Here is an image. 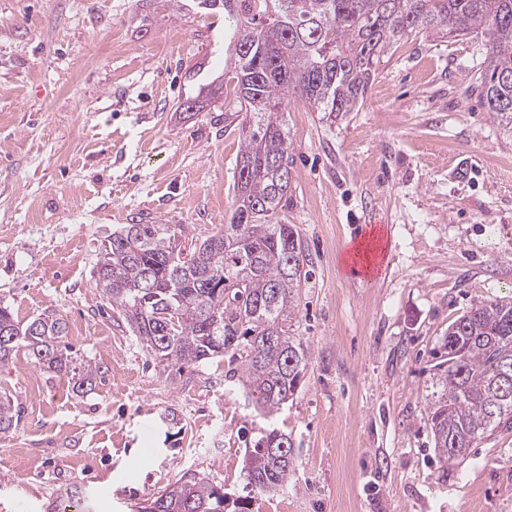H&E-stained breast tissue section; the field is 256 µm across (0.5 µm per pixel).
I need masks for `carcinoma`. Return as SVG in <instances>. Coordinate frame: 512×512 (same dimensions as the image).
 I'll list each match as a JSON object with an SVG mask.
<instances>
[{"label": "carcinoma", "instance_id": "1", "mask_svg": "<svg viewBox=\"0 0 512 512\" xmlns=\"http://www.w3.org/2000/svg\"><path fill=\"white\" fill-rule=\"evenodd\" d=\"M240 20L233 32L235 93L244 112L224 231L188 246L184 224H126L103 243L96 287L125 315L156 359L182 367L245 353L239 381L255 410L272 417L293 398L307 368L288 322L309 259L295 225L281 217L291 187V142L283 120L295 94L313 112L336 117L364 100L375 66L396 41L421 31L485 39L474 89L494 117L512 119V0H200ZM66 319L46 310L26 324L0 304V367L24 347L72 390L96 385L99 369L62 344ZM425 400L438 461L469 454L477 442L512 428V301L480 302L448 325ZM21 409L0 394V431L20 425ZM291 437L260 432L245 455L248 484L276 492L288 481ZM224 490L194 475L153 493L137 512H225ZM55 512H92L91 498L68 489Z\"/></svg>", "mask_w": 512, "mask_h": 512}]
</instances>
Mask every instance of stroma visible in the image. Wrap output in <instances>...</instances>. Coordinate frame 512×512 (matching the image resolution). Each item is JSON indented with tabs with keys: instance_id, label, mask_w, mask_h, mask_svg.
Listing matches in <instances>:
<instances>
[{
	"instance_id": "obj_1",
	"label": "stroma",
	"mask_w": 512,
	"mask_h": 512,
	"mask_svg": "<svg viewBox=\"0 0 512 512\" xmlns=\"http://www.w3.org/2000/svg\"><path fill=\"white\" fill-rule=\"evenodd\" d=\"M234 28L196 0H0V304L22 322L59 312L65 344L100 369L78 395L26 351L0 368L23 416L0 433V512H44L70 487L96 512H135L194 474L249 512H512V430L441 467L424 400L449 323L512 297V121L471 93L483 40L404 37L358 111L332 120L289 98L282 214L312 258L290 331L308 367L273 418L229 356L172 376L96 287L101 244L123 225L202 240L230 223ZM211 82L217 99L181 110ZM365 225L384 254L369 279L352 259ZM168 411L180 428L161 424ZM271 425L294 460L269 496L249 491L243 456Z\"/></svg>"
}]
</instances>
